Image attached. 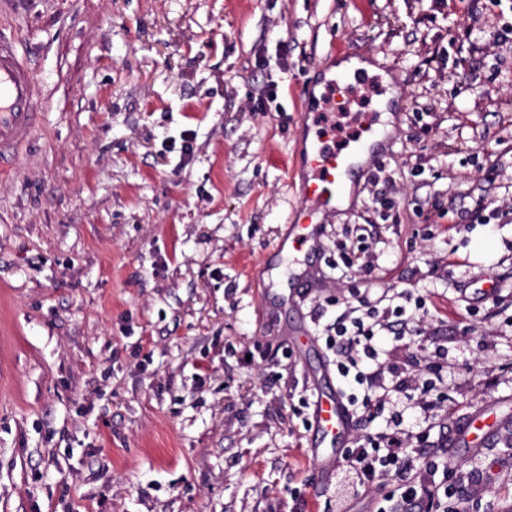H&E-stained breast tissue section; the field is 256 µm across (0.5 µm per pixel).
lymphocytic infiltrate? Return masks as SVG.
Masks as SVG:
<instances>
[{
  "instance_id": "f902f5d3",
  "label": "lymphocytic infiltrate",
  "mask_w": 512,
  "mask_h": 512,
  "mask_svg": "<svg viewBox=\"0 0 512 512\" xmlns=\"http://www.w3.org/2000/svg\"><path fill=\"white\" fill-rule=\"evenodd\" d=\"M420 314L408 312L406 304L377 307L370 303L347 305L323 333L327 347L336 353V372L350 407L373 412L391 393L409 389L413 378L399 365H380L377 338L381 334L402 339L423 335ZM421 437L402 432L399 415H392L385 429L357 437L345 451V459L359 485H373L391 472L412 469L419 460ZM395 494L401 512H448L447 482L425 483L413 479L398 484Z\"/></svg>"
}]
</instances>
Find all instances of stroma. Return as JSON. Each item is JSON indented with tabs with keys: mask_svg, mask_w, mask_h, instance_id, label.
<instances>
[{
	"mask_svg": "<svg viewBox=\"0 0 512 512\" xmlns=\"http://www.w3.org/2000/svg\"><path fill=\"white\" fill-rule=\"evenodd\" d=\"M0 33L42 92L0 173V512H398L393 479L323 484L307 452L320 327L386 292L429 330L379 340L418 361L391 409L454 471L449 507L512 512V424L449 444L512 400V0H0ZM340 43L374 66L353 96L397 85L395 134L301 288L270 251ZM508 414L504 406H484L468 414L454 433L452 442L456 445L469 446L473 441L483 439L505 425Z\"/></svg>",
	"mask_w": 512,
	"mask_h": 512,
	"instance_id": "obj_1",
	"label": "stroma"
}]
</instances>
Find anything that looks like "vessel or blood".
I'll list each match as a JSON object with an SVG mask.
<instances>
[{
  "instance_id": "vessel-or-blood-1",
  "label": "vessel or blood",
  "mask_w": 512,
  "mask_h": 512,
  "mask_svg": "<svg viewBox=\"0 0 512 512\" xmlns=\"http://www.w3.org/2000/svg\"><path fill=\"white\" fill-rule=\"evenodd\" d=\"M39 84L28 65L20 57L14 40L0 35V171L9 170L18 159L21 147L33 136L39 120ZM387 130L371 121L346 146L331 142L332 135L320 133L303 154L308 177L302 187L300 208L293 215V237L288 243L292 253L308 254L319 245V228L323 220L335 212L342 197L345 181L358 167L360 158H375L386 142ZM504 406L482 407L460 424L453 436L457 445L482 439L506 423ZM313 427L317 434L331 440L328 448L310 447L309 455L318 464L322 480H331L336 471L338 444L350 437L349 412L341 394H317L312 409Z\"/></svg>"
}]
</instances>
